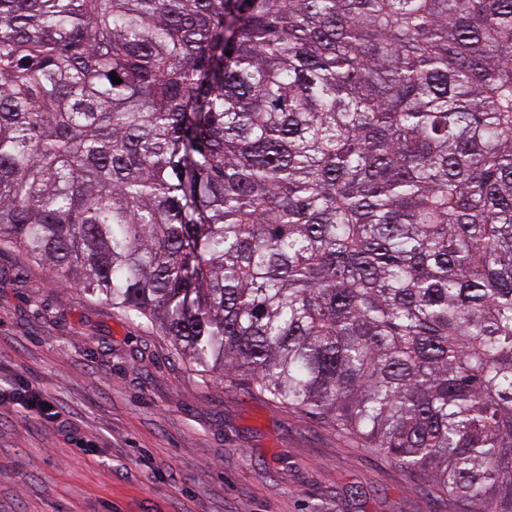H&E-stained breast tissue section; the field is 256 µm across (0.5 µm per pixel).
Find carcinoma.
<instances>
[{
    "mask_svg": "<svg viewBox=\"0 0 512 512\" xmlns=\"http://www.w3.org/2000/svg\"><path fill=\"white\" fill-rule=\"evenodd\" d=\"M2 246L512 512V0H0Z\"/></svg>",
    "mask_w": 512,
    "mask_h": 512,
    "instance_id": "cac0c4a2",
    "label": "carcinoma"
}]
</instances>
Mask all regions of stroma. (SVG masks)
Segmentation results:
<instances>
[{
	"instance_id": "35a3bbf8",
	"label": "stroma",
	"mask_w": 512,
	"mask_h": 512,
	"mask_svg": "<svg viewBox=\"0 0 512 512\" xmlns=\"http://www.w3.org/2000/svg\"><path fill=\"white\" fill-rule=\"evenodd\" d=\"M0 512H449L332 422L204 378L154 331L0 249ZM1 396L2 400L4 401L25 400L28 402L30 406L37 407L40 411V414L44 415L48 419H50L51 416L55 415V413L52 412V406L50 401L45 397L44 394H42L32 386L27 385L26 387H19L10 391L2 390V388L0 387V401Z\"/></svg>"
}]
</instances>
